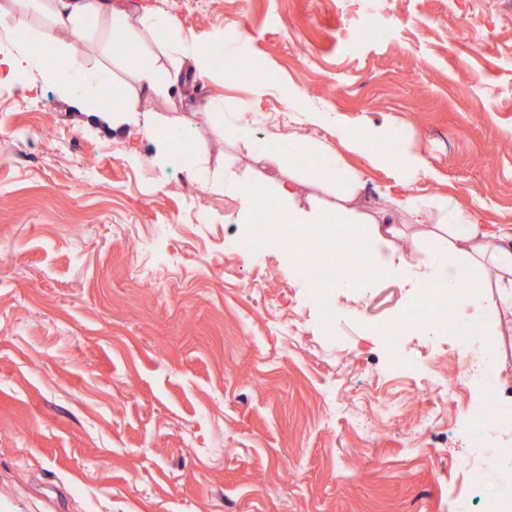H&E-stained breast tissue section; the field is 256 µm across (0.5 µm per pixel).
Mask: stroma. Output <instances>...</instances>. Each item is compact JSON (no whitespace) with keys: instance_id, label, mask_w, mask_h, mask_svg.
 Instances as JSON below:
<instances>
[{"instance_id":"35a3bbf8","label":"stroma","mask_w":512,"mask_h":512,"mask_svg":"<svg viewBox=\"0 0 512 512\" xmlns=\"http://www.w3.org/2000/svg\"><path fill=\"white\" fill-rule=\"evenodd\" d=\"M116 3L158 70L178 64L179 33L274 77L211 69L144 92L94 19L62 42L138 98L123 122L27 62L0 85V512H490L505 484L491 462L512 448L507 314L485 317L497 354L478 366L502 399L475 423L472 356L416 289L382 276L315 297L224 218L237 183L271 198L290 174L301 208L331 209L326 158L385 208L394 170L336 136L381 128L428 162L414 194L511 231L512 0ZM178 125L194 150L174 167L161 133ZM276 136L324 149L280 168L256 149ZM404 230L391 250L429 271L440 241ZM411 310L393 373L377 331Z\"/></svg>"}]
</instances>
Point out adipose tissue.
I'll return each instance as SVG.
<instances>
[{"mask_svg": "<svg viewBox=\"0 0 512 512\" xmlns=\"http://www.w3.org/2000/svg\"><path fill=\"white\" fill-rule=\"evenodd\" d=\"M36 9L47 13L50 27L43 41L56 44L61 34L75 31L79 22L94 17L105 19L109 40H129L127 15L112 0H34ZM206 62L191 52H184L181 63L166 73L154 68H138L141 88L153 90L159 84L183 87L190 78L201 77ZM386 131L375 130L349 138L351 145L372 152L374 162L392 166L396 173V191L387 192L388 209L379 216L366 215L361 225H353L351 203L356 202L361 177L354 171H340L339 180L345 191L329 219L336 224L350 225L348 251L369 274L403 279L406 285L430 294L444 289L455 296L453 318L459 325L465 349L482 353L490 342L482 328L488 307L512 311V233L487 230L479 209L441 206L436 214L424 213L422 201L412 194L409 185L418 176L428 174L425 161L410 154L389 155L378 150ZM410 217L413 223H435L442 244L436 252L429 274L413 273L404 258L382 256L381 246L398 237L400 228L396 215Z\"/></svg>", "mask_w": 512, "mask_h": 512, "instance_id": "ef3b65f1", "label": "adipose tissue"}]
</instances>
